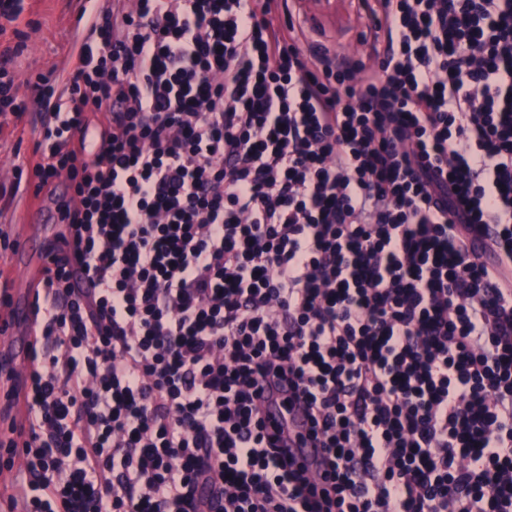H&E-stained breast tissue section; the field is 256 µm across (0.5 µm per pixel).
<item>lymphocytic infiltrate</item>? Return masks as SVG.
Segmentation results:
<instances>
[{"instance_id":"obj_1","label":"lymphocytic infiltrate","mask_w":512,"mask_h":512,"mask_svg":"<svg viewBox=\"0 0 512 512\" xmlns=\"http://www.w3.org/2000/svg\"><path fill=\"white\" fill-rule=\"evenodd\" d=\"M360 4L342 64L288 0L0 48V121L45 111L0 212L73 189L9 512H512V0Z\"/></svg>"}]
</instances>
